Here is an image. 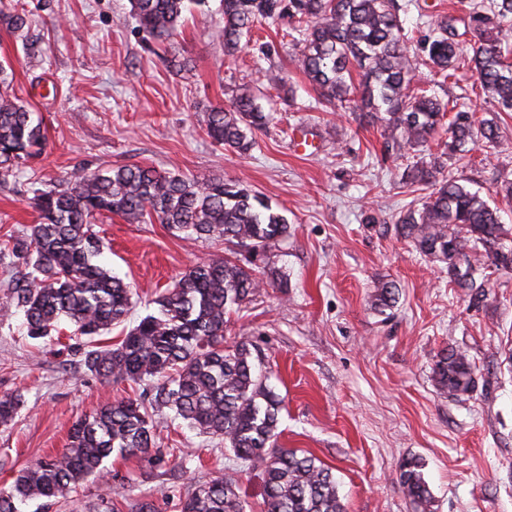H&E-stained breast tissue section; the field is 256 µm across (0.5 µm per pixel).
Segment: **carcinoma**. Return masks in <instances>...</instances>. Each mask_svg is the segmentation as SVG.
<instances>
[{
    "instance_id": "obj_1",
    "label": "carcinoma",
    "mask_w": 512,
    "mask_h": 512,
    "mask_svg": "<svg viewBox=\"0 0 512 512\" xmlns=\"http://www.w3.org/2000/svg\"><path fill=\"white\" fill-rule=\"evenodd\" d=\"M140 29L155 41L172 36L186 13L208 0H131ZM224 25L216 36L224 53L235 54L255 23L288 19L292 61L317 95L316 104L335 112L358 113L359 121L383 129L384 154L408 161L406 178L430 190L394 224L397 237L436 261L447 264L450 282L479 296L486 284L471 256L481 250L497 267H512V227L499 220L480 195L446 173L447 161L472 150L475 134L486 144L499 138L495 117L475 122L462 104L412 88L419 60L409 54V32L401 16L416 0H222ZM467 29L456 18L428 19L430 34L421 52L440 84L468 67L475 88L489 95L500 112H512V0H471L465 5ZM0 21L10 32L27 25L26 13L0 0ZM473 34L464 48L462 37ZM358 72L359 83L352 72ZM284 82L272 64L259 85L243 84L225 106L205 111L206 133L225 151L245 155L256 147L255 132L269 117L263 90ZM454 111L445 120L448 111ZM448 126L444 151L430 160L409 162L410 152L428 146ZM46 136L0 79V182L16 176L19 161L42 153ZM39 222L11 235L3 250L20 270L10 276L0 316L20 312L26 336L47 337L68 320L75 334L92 339L124 321L132 307L130 285L98 263L103 242L94 229L105 214L130 224L155 219L188 236L222 239L236 247L231 256L191 267L156 298L157 312L143 317L121 343L90 346L84 365L107 379L134 383L157 379L156 404L168 407L200 434L224 439L237 462L261 470L264 512H345L339 483L330 468L313 455L279 448L281 400L266 384L250 348L224 345L226 316L250 300L265 284L287 287L278 268L243 254L252 247L261 256L288 240V223L242 180L222 176L187 177L139 164L91 171L74 183L34 196ZM398 299L393 284L377 286L375 306L389 308ZM437 387L452 395L468 393L475 371L456 349L440 354L433 367ZM23 407L19 395L0 397V425L14 421ZM155 421L137 399L103 405L75 421L62 452L22 470L0 490V512H22L29 502H68L78 486L103 473L112 455L135 456L149 465L164 462L157 447ZM400 487L415 512H433L434 498L414 457L398 463ZM239 471L213 476L181 501V512H243Z\"/></svg>"
}]
</instances>
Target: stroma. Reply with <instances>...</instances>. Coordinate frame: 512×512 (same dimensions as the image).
<instances>
[{
    "label": "stroma",
    "instance_id": "obj_1",
    "mask_svg": "<svg viewBox=\"0 0 512 512\" xmlns=\"http://www.w3.org/2000/svg\"><path fill=\"white\" fill-rule=\"evenodd\" d=\"M19 2L29 23L16 33L0 28V61L47 141L39 158L0 185V241L35 224L33 188L111 164L243 180L288 221L287 241L268 252L288 285L265 286L231 313L224 342L247 344L280 398L279 445L331 467L347 512H413L399 484L405 457L422 462L435 512H512V371L504 360L512 347V270H492L484 296L473 300L441 264L366 223L371 214L394 221L414 195L400 163L384 159L378 126L313 108L314 93L290 62L287 21L263 24L228 56L215 36L221 0L188 13L163 44L139 30L130 0ZM34 48L43 65L31 63ZM272 61L296 88L295 102L268 90L262 104L270 122L256 148L245 157L224 153L204 130L205 111L226 104L235 86L257 83ZM297 126L315 137L318 153L295 151ZM452 171L496 199L502 180L512 179V115H502L495 148L476 145ZM95 229L102 263L134 290L125 323L102 336L106 345L118 344L173 278L224 252L223 242L189 239L155 220L113 216ZM384 282L399 297L380 312L372 295ZM22 323L19 314L0 321V395L24 400L15 421L0 426V487L65 448L78 418L154 393L150 384L91 374L77 341H35ZM450 348L476 367L470 393L449 395L433 381L439 354ZM155 418L165 465L108 459L106 476L48 512L103 502L129 512L137 501L180 512L188 490L236 467L223 440L173 420L167 408Z\"/></svg>",
    "mask_w": 512,
    "mask_h": 512
}]
</instances>
